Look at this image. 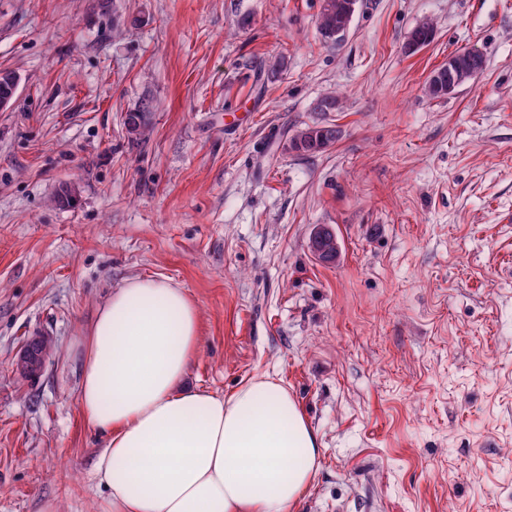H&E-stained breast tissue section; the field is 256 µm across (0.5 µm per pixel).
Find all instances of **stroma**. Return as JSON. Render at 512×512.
<instances>
[{"label": "stroma", "instance_id": "obj_1", "mask_svg": "<svg viewBox=\"0 0 512 512\" xmlns=\"http://www.w3.org/2000/svg\"><path fill=\"white\" fill-rule=\"evenodd\" d=\"M320 5L0 0V512H100L73 342L137 276L198 308L185 389L288 387L322 448L292 512H512V0H359L337 45ZM471 47L485 70L428 97ZM323 118L333 146L289 151ZM434 28L429 23H423L414 28L405 44V50L408 53H415L428 46L434 40ZM124 124L132 139L145 136L150 124V106L141 102L137 107L126 113Z\"/></svg>", "mask_w": 512, "mask_h": 512}]
</instances>
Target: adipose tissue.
<instances>
[{"label": "adipose tissue", "instance_id": "ef3b65f1", "mask_svg": "<svg viewBox=\"0 0 512 512\" xmlns=\"http://www.w3.org/2000/svg\"><path fill=\"white\" fill-rule=\"evenodd\" d=\"M198 344L195 303L156 277L113 290L75 339L103 512H290L312 482L319 442L282 384L180 389Z\"/></svg>", "mask_w": 512, "mask_h": 512}]
</instances>
